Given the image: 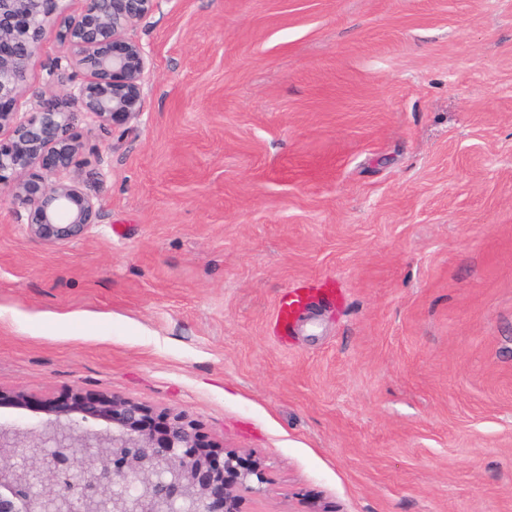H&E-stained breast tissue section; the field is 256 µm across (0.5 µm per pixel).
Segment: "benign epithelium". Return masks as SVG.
I'll use <instances>...</instances> for the list:
<instances>
[{
	"mask_svg": "<svg viewBox=\"0 0 512 512\" xmlns=\"http://www.w3.org/2000/svg\"><path fill=\"white\" fill-rule=\"evenodd\" d=\"M0 0V200L27 213L47 245L84 237L100 214L104 175L83 170L78 125L111 129L142 115L143 46L127 36L163 0ZM63 55L26 112L16 107L45 25ZM35 425L0 426V512H237L261 465L204 449L194 424L161 422L141 405L74 390Z\"/></svg>",
	"mask_w": 512,
	"mask_h": 512,
	"instance_id": "7a95c632",
	"label": "benign epithelium"
}]
</instances>
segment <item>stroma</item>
Returning <instances> with one entry per match:
<instances>
[{"label":"stroma","mask_w":512,"mask_h":512,"mask_svg":"<svg viewBox=\"0 0 512 512\" xmlns=\"http://www.w3.org/2000/svg\"><path fill=\"white\" fill-rule=\"evenodd\" d=\"M128 35L97 224L46 245L0 203V391L31 403L0 425L79 388L260 461L239 512H512V0H163Z\"/></svg>","instance_id":"1"}]
</instances>
